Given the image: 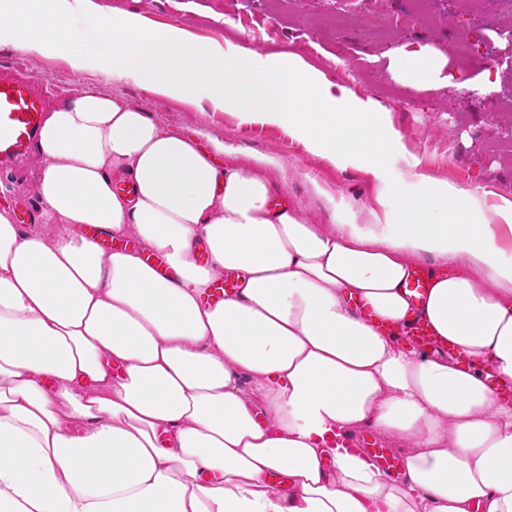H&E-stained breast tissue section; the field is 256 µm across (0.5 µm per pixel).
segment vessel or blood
<instances>
[{
	"label": "vessel or blood",
	"mask_w": 512,
	"mask_h": 512,
	"mask_svg": "<svg viewBox=\"0 0 512 512\" xmlns=\"http://www.w3.org/2000/svg\"><path fill=\"white\" fill-rule=\"evenodd\" d=\"M47 107V95L31 77L17 68L0 69V167L13 163L33 143ZM430 288V269L418 263L406 280L403 291L409 303V318L401 338L411 350L422 354L443 350L463 359L462 350L454 343L439 338L423 315L422 306ZM349 446L358 454L373 460L385 473L401 474L404 460L380 443H369L366 434L350 437Z\"/></svg>",
	"instance_id": "1"
}]
</instances>
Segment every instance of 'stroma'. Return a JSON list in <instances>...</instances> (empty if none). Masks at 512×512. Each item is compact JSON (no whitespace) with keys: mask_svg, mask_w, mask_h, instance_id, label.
<instances>
[{"mask_svg":"<svg viewBox=\"0 0 512 512\" xmlns=\"http://www.w3.org/2000/svg\"><path fill=\"white\" fill-rule=\"evenodd\" d=\"M108 9L134 10L151 24L175 25L203 42L232 43L266 54L294 53L355 95L381 107L380 122L392 137L387 175L395 182L410 174L477 192L485 210L512 201V75L480 93L482 72L456 79L457 45L471 21L486 22L495 46L512 40V8L486 0L470 10L469 0H98ZM416 43L442 53L451 79L410 87L392 73V56ZM13 64L47 86L55 101L83 87L126 98L166 128L196 136L202 147L223 140L230 160L252 164L271 157L273 200L287 199L315 224H382L393 214L384 184L363 160L336 161L307 146L293 128L204 100L158 95L132 83L114 82L104 70L75 73L65 57L23 56L0 47V65ZM477 98H469V91ZM29 166L14 163L0 183V211L24 210L23 229L35 227L37 201L29 188Z\"/></svg>","mask_w":512,"mask_h":512,"instance_id":"obj_1","label":"stroma"}]
</instances>
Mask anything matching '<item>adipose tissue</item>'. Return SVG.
Listing matches in <instances>:
<instances>
[{
    "label": "adipose tissue",
    "instance_id": "adipose-tissue-1",
    "mask_svg": "<svg viewBox=\"0 0 512 512\" xmlns=\"http://www.w3.org/2000/svg\"><path fill=\"white\" fill-rule=\"evenodd\" d=\"M0 45L298 130L388 183L394 224H313L267 172L90 88L44 116L38 228L0 212V512H512V258L476 193L389 184L390 137L295 54L190 39L95 0H0ZM446 58L401 49L438 80ZM96 227L136 247L105 251ZM209 260L196 263L194 244ZM155 255L173 269L160 276ZM435 256L423 314L471 359L415 355L377 321ZM236 295L203 297L225 273ZM406 447L403 478L341 445ZM285 482L273 484L272 473Z\"/></svg>",
    "mask_w": 512,
    "mask_h": 512
}]
</instances>
